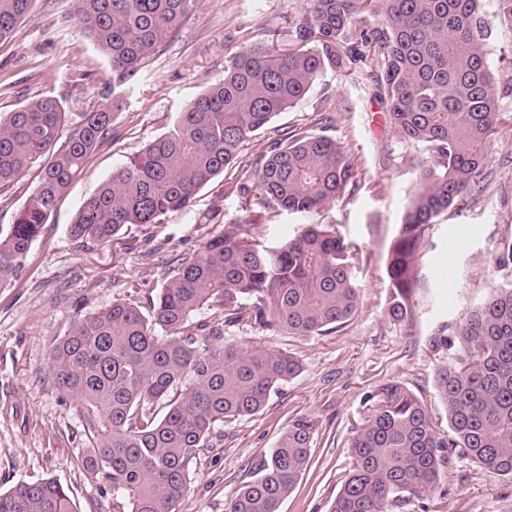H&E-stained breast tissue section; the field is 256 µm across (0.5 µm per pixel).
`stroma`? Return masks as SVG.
<instances>
[{
  "label": "stroma",
  "instance_id": "obj_1",
  "mask_svg": "<svg viewBox=\"0 0 512 512\" xmlns=\"http://www.w3.org/2000/svg\"><path fill=\"white\" fill-rule=\"evenodd\" d=\"M304 0H204L201 8L151 57L124 89L112 141L84 164L33 242L24 274L0 288V490L42 478L66 488L78 512H112L111 490L82 467V420L48 368L47 353L75 318L117 301H145L165 278L228 224L262 217L258 236L271 245L300 233L301 214L265 207L234 188L239 168L256 159L243 146L190 206L158 224L129 226L120 240L100 245L70 235L83 203L113 169L165 133L175 116L221 80L245 49L287 52ZM372 62L351 74L329 73L295 107L275 116L269 133L314 129L344 147L361 177L358 188L318 217L357 251L353 277L358 309L336 332L321 336L273 333L243 325L228 339L248 348L283 350L300 371L273 392L257 414L225 423L213 447L192 464L181 512H224V506L275 448L288 424H316L310 460L280 512H330L354 464V430L369 412V395L398 380L425 403L440 430L446 409L435 384L446 349L431 338L482 302L503 280L493 270L499 242L512 238V119L503 118L488 148L480 192L441 214L422 246L421 286L412 327L386 313L385 264L419 176L420 148L401 142L388 106L371 81ZM112 68L72 18V0H35L0 43V114L42 96L59 101L65 121L106 106ZM400 512H512V479L453 455L433 492Z\"/></svg>",
  "mask_w": 512,
  "mask_h": 512
}]
</instances>
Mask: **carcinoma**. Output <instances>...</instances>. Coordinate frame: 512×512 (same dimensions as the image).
I'll return each mask as SVG.
<instances>
[{
  "label": "carcinoma",
  "mask_w": 512,
  "mask_h": 512,
  "mask_svg": "<svg viewBox=\"0 0 512 512\" xmlns=\"http://www.w3.org/2000/svg\"><path fill=\"white\" fill-rule=\"evenodd\" d=\"M34 0H0V42ZM484 0H305L292 45L280 55L241 51L224 79L178 113L170 129L112 172L84 202L72 237L100 244L132 224H157L187 208L236 159L241 146L301 101L328 72L372 57L374 82L400 140L421 148L420 178L386 260L387 310L408 327L420 285L421 245L436 219L464 204L485 179L488 146L512 97V69L492 76L495 35ZM203 0H74L73 18L112 67V107L82 112L64 130L59 103L29 101L0 119V198L28 166L50 154L34 192L0 229V287L17 280L29 249L83 163L112 134L119 89L162 48ZM512 32V0H492ZM355 167L335 138L305 131L261 142L237 191L263 205L314 217L357 188ZM226 224L170 273L143 307L120 301L78 317L49 353L62 393L78 407L87 448L81 464L112 488V512H178L191 465L227 421L258 412L299 370L285 351L242 349L227 330L253 324L295 335L336 331L357 312L354 254L313 222L268 245L250 234L258 217ZM497 271L512 272V240ZM433 346L452 350L435 383L448 434L404 383L369 397L352 439L354 465L331 512H390L426 495L460 449L469 461L512 477V280ZM315 435L292 420L270 455L225 504V512H279L306 470ZM0 512H75L53 479L0 492Z\"/></svg>",
  "instance_id": "1"
}]
</instances>
